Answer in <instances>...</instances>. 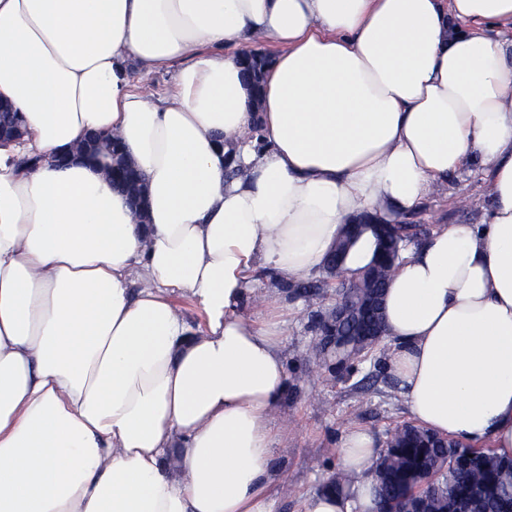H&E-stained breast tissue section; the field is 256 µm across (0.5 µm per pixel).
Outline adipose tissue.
<instances>
[{
  "instance_id": "adipose-tissue-1",
  "label": "adipose tissue",
  "mask_w": 512,
  "mask_h": 512,
  "mask_svg": "<svg viewBox=\"0 0 512 512\" xmlns=\"http://www.w3.org/2000/svg\"><path fill=\"white\" fill-rule=\"evenodd\" d=\"M269 41L253 112L239 54ZM133 64L179 65L164 103ZM0 101L26 127L0 145V512H275L262 277L318 272L342 224L476 158L487 219L403 251L387 369L417 426L512 457V0H0ZM91 132L121 139L144 216L77 154ZM376 461L350 429L349 495L301 512H373Z\"/></svg>"
}]
</instances>
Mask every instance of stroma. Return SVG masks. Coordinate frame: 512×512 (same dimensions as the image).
<instances>
[{
  "instance_id": "1",
  "label": "stroma",
  "mask_w": 512,
  "mask_h": 512,
  "mask_svg": "<svg viewBox=\"0 0 512 512\" xmlns=\"http://www.w3.org/2000/svg\"><path fill=\"white\" fill-rule=\"evenodd\" d=\"M480 162H471L450 176L442 193L426 201L416 219L427 228L484 223L491 201L486 195ZM263 289L288 308L281 353L287 379L276 413L287 419L288 431L278 442L275 468L287 474L275 484L276 512H299L303 497L320 492L339 465L338 448L343 433L352 426L367 427L386 440L410 415L385 364L389 341L355 364L351 375L338 378L314 354V312L328 307L320 297L301 298L295 289L275 281Z\"/></svg>"
}]
</instances>
